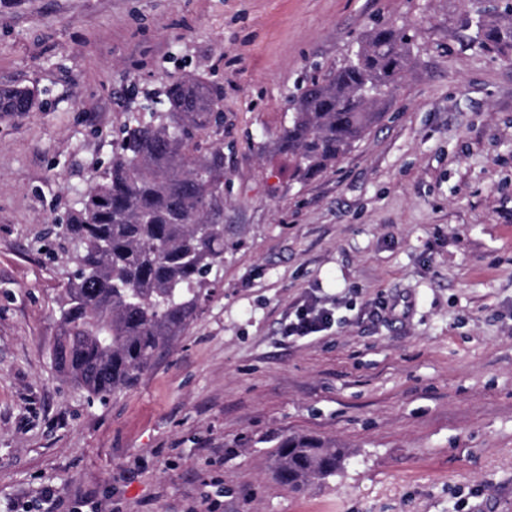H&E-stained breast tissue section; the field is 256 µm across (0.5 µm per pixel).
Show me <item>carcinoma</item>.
Returning a JSON list of instances; mask_svg holds the SVG:
<instances>
[{
	"mask_svg": "<svg viewBox=\"0 0 512 512\" xmlns=\"http://www.w3.org/2000/svg\"><path fill=\"white\" fill-rule=\"evenodd\" d=\"M483 21V46L512 58V3ZM412 35L376 24L354 58L313 77L292 100L276 153L306 177L331 167L379 121L408 70ZM166 109L124 126L117 150L76 207L57 224L76 243L75 269L51 347L63 376L101 400L136 384L167 355L224 266V119L213 84L168 82ZM33 90L0 88V113L29 112ZM333 442L290 435L271 473L294 492L336 475Z\"/></svg>",
	"mask_w": 512,
	"mask_h": 512,
	"instance_id": "cac0c4a2",
	"label": "carcinoma"
}]
</instances>
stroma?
Returning a JSON list of instances; mask_svg holds the SVG:
<instances>
[{"label": "stroma", "mask_w": 512, "mask_h": 512, "mask_svg": "<svg viewBox=\"0 0 512 512\" xmlns=\"http://www.w3.org/2000/svg\"><path fill=\"white\" fill-rule=\"evenodd\" d=\"M476 0H0V512H512V62ZM413 62L335 167L297 179L270 134L375 23ZM220 87L224 270L173 350L90 400L51 359L74 268L50 234L167 81ZM318 299L331 327L291 339ZM336 442L295 493L271 448ZM36 106L33 90L12 86L0 88V113L30 112Z\"/></svg>", "instance_id": "35a3bbf8"}]
</instances>
